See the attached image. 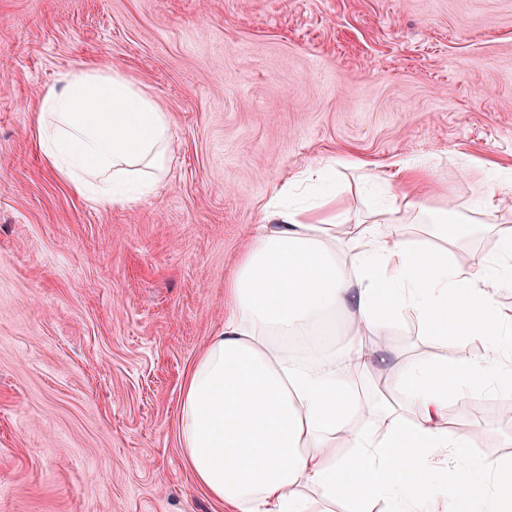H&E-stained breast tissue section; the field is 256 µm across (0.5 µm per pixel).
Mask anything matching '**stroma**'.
I'll use <instances>...</instances> for the list:
<instances>
[{"label":"stroma","mask_w":512,"mask_h":512,"mask_svg":"<svg viewBox=\"0 0 512 512\" xmlns=\"http://www.w3.org/2000/svg\"><path fill=\"white\" fill-rule=\"evenodd\" d=\"M95 60L171 117L164 190L129 205L74 194L32 136L41 90ZM340 160L355 220L379 174L424 162L435 209L512 219V0H0V512H227L179 432L188 373L224 326L225 296L272 186ZM403 316L366 383L403 414L402 359L456 361ZM503 394L450 400L488 458H512Z\"/></svg>","instance_id":"obj_1"}]
</instances>
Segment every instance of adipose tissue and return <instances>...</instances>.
Returning <instances> with one entry per match:
<instances>
[{
	"mask_svg": "<svg viewBox=\"0 0 512 512\" xmlns=\"http://www.w3.org/2000/svg\"><path fill=\"white\" fill-rule=\"evenodd\" d=\"M38 146L71 190L98 205H124L158 195L173 150L170 115L143 88L114 69L83 63L44 87L36 108ZM274 189L267 221L250 236L233 278L231 312L192 367L180 410V436L193 477L229 512H309L300 486L371 512H412L419 485L447 500L448 512H512V459H476L468 431L449 432L436 419L450 396L478 388L512 392V369L489 357L448 366L404 360L391 375L418 414L381 406L352 431L360 377L370 366L367 336L386 335L413 314L425 335L469 338L512 349L493 289L512 288V226L497 228L499 250L473 266L456 262L448 226L422 196L389 193L386 207L353 224L332 194L303 205ZM345 226L349 260L339 263L332 237ZM352 310L357 325L342 353L313 366L283 344H305ZM353 379L337 380L335 362ZM351 449L330 455L337 433ZM419 449L418 479L395 454Z\"/></svg>",
	"mask_w": 512,
	"mask_h": 512,
	"instance_id": "obj_1",
	"label": "adipose tissue"
}]
</instances>
